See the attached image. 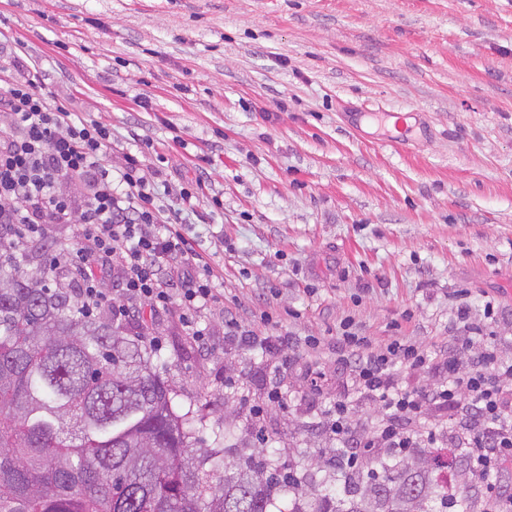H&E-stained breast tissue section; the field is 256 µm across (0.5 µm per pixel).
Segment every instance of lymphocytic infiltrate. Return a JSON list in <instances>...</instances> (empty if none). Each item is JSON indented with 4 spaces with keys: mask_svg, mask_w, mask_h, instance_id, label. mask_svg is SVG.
<instances>
[{
    "mask_svg": "<svg viewBox=\"0 0 512 512\" xmlns=\"http://www.w3.org/2000/svg\"><path fill=\"white\" fill-rule=\"evenodd\" d=\"M0 112L10 117L8 130H0V240L23 249L42 237L43 223L71 225L58 250L82 281L84 307L107 302L100 283L114 273L127 298L120 316L143 320L178 305L189 336L206 345L196 318L219 296L213 270L183 235L180 210L156 206L154 186L138 174L139 158L127 154L122 167L111 169L109 128L52 104L34 76L0 83ZM66 178L85 186L81 202L60 191ZM175 278L182 285L176 296L169 288ZM250 319V313L225 308L229 340L245 348L285 344L282 335L255 336ZM458 319L460 335L439 337L431 348L407 337L377 344L354 331L342 334L340 364L350 369L360 393L384 410L363 434L348 406L337 404L330 431L348 449L349 467L362 470L383 448L404 455L424 443L464 448L473 473L483 477L512 461V360L503 357L486 325L470 322L463 312ZM399 364L435 367L441 383L420 399L390 380ZM428 402L448 406L457 429L447 439L409 427Z\"/></svg>",
    "mask_w": 512,
    "mask_h": 512,
    "instance_id": "1",
    "label": "lymphocytic infiltrate"
}]
</instances>
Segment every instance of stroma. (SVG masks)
I'll use <instances>...</instances> for the list:
<instances>
[{
	"instance_id": "obj_1",
	"label": "stroma",
	"mask_w": 512,
	"mask_h": 512,
	"mask_svg": "<svg viewBox=\"0 0 512 512\" xmlns=\"http://www.w3.org/2000/svg\"><path fill=\"white\" fill-rule=\"evenodd\" d=\"M17 55L110 127L113 168L138 154L219 273L207 349L175 305L115 321L152 343L176 411L201 412L195 452L224 432L227 465L297 470L333 512L349 489L337 403L363 426L383 414L336 361L346 320L428 345L463 307L512 343V0H0L5 77ZM382 112L403 115L404 148ZM227 306L271 309L254 334L291 343L229 344ZM274 386L260 438L249 411ZM448 471L452 499L512 491V467L478 478L459 450Z\"/></svg>"
}]
</instances>
